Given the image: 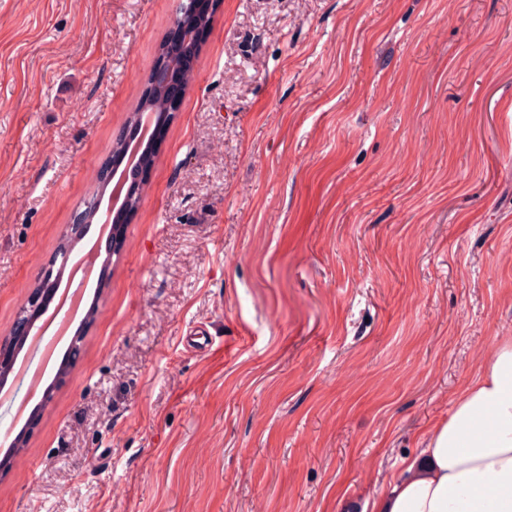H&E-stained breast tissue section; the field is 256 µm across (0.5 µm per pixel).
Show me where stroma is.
I'll return each instance as SVG.
<instances>
[{
	"label": "stroma",
	"mask_w": 512,
	"mask_h": 512,
	"mask_svg": "<svg viewBox=\"0 0 512 512\" xmlns=\"http://www.w3.org/2000/svg\"><path fill=\"white\" fill-rule=\"evenodd\" d=\"M176 5L0 0V341ZM194 76L0 512H363L512 338V0H222Z\"/></svg>",
	"instance_id": "obj_1"
}]
</instances>
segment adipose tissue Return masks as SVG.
I'll use <instances>...</instances> for the list:
<instances>
[{"label":"adipose tissue","instance_id":"ef3b65f1","mask_svg":"<svg viewBox=\"0 0 512 512\" xmlns=\"http://www.w3.org/2000/svg\"><path fill=\"white\" fill-rule=\"evenodd\" d=\"M370 512H512V339Z\"/></svg>","mask_w":512,"mask_h":512}]
</instances>
